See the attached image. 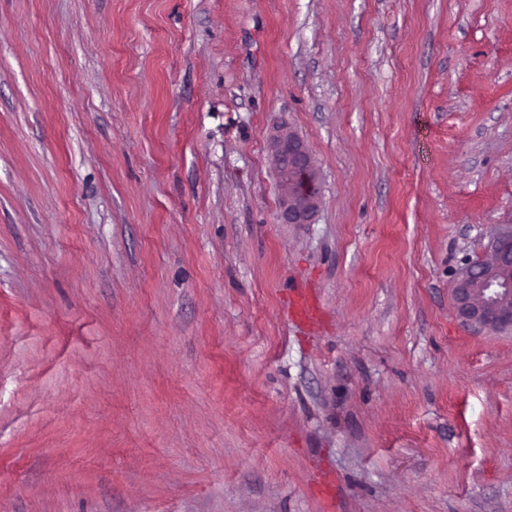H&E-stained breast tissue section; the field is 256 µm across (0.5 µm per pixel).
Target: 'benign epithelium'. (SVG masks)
Here are the masks:
<instances>
[{
	"label": "benign epithelium",
	"mask_w": 512,
	"mask_h": 512,
	"mask_svg": "<svg viewBox=\"0 0 512 512\" xmlns=\"http://www.w3.org/2000/svg\"><path fill=\"white\" fill-rule=\"evenodd\" d=\"M272 154L279 173V213L284 224H308L320 186L312 154L284 119L277 124ZM490 258L469 260L451 288L458 317L487 334L512 329V225L492 236Z\"/></svg>",
	"instance_id": "obj_1"
}]
</instances>
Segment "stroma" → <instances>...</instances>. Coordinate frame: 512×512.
<instances>
[{
    "label": "stroma",
    "instance_id": "1",
    "mask_svg": "<svg viewBox=\"0 0 512 512\" xmlns=\"http://www.w3.org/2000/svg\"><path fill=\"white\" fill-rule=\"evenodd\" d=\"M505 224L512 0H0V512H512ZM276 128L271 149L280 177L279 217L284 224H308L320 200L313 157L286 120ZM489 259L468 260L451 288L458 317L487 334L512 329V225L492 236ZM291 316L298 323H306L312 320L316 314V306L310 302L302 290H297L291 299Z\"/></svg>",
    "mask_w": 512,
    "mask_h": 512
}]
</instances>
